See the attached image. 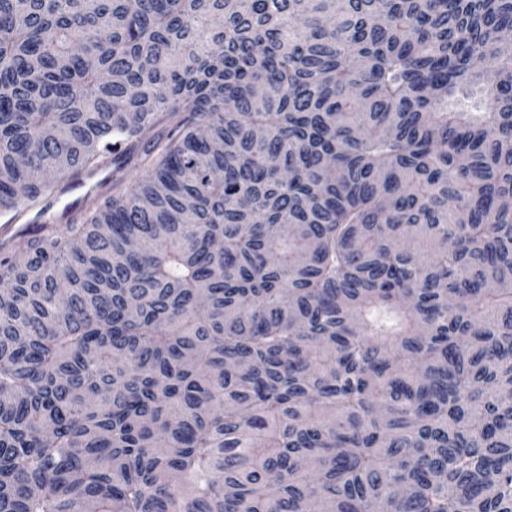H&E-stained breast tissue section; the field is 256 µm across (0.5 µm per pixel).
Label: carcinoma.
Segmentation results:
<instances>
[{
  "label": "carcinoma",
  "mask_w": 512,
  "mask_h": 512,
  "mask_svg": "<svg viewBox=\"0 0 512 512\" xmlns=\"http://www.w3.org/2000/svg\"><path fill=\"white\" fill-rule=\"evenodd\" d=\"M512 0H0V512H512Z\"/></svg>",
  "instance_id": "1"
}]
</instances>
